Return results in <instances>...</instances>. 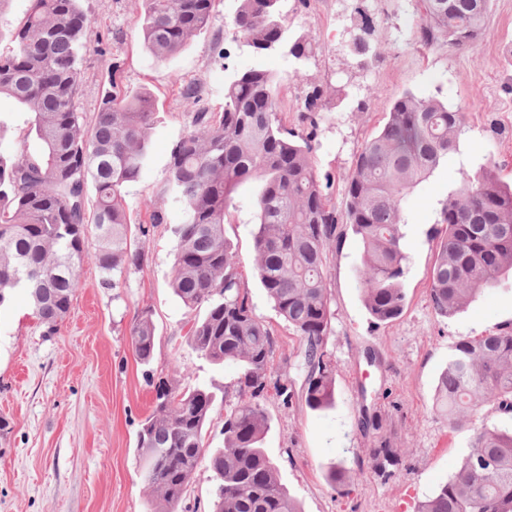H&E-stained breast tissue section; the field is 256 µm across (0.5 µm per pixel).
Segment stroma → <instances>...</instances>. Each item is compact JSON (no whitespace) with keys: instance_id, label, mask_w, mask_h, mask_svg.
Here are the masks:
<instances>
[{"instance_id":"1","label":"stroma","mask_w":512,"mask_h":512,"mask_svg":"<svg viewBox=\"0 0 512 512\" xmlns=\"http://www.w3.org/2000/svg\"><path fill=\"white\" fill-rule=\"evenodd\" d=\"M290 35L314 45L309 60L294 64L281 51L254 56L233 42L237 0H221L212 23L176 56L153 58L140 35V0H83L89 38L101 51L81 61L77 107L93 117L109 93L145 92L157 110L153 161L125 189L133 223L152 224L151 201L166 177L170 145L198 106L219 110L227 69L253 66L284 80L281 111L289 127L309 131L301 95L307 82L331 86L318 117L314 161L332 175L329 197L344 205V184L356 152L382 124L405 91L432 95L464 111L466 131L458 162L436 170L410 195L404 228L409 256L406 306L392 322L376 325L363 303L362 245L345 233L329 253L326 287L333 312L327 349L336 369V401L312 410L299 399L269 393L263 446L302 512H416L419 502L447 481L470 451V431L512 428V415L485 404L470 430L455 431L433 406L451 347L512 328V275L477 296L454 317L435 313L428 300L441 201L465 172L494 164L512 183V0H491L481 37L455 51L445 43L422 45L420 0H282ZM363 9L375 23L365 52L352 48V18ZM196 82L200 102L185 100L179 80ZM254 186L241 188L225 235L231 241L256 314L271 328L278 348L272 380L300 388L299 338L276 313L254 270ZM164 221L140 238L141 270L123 288H101L98 269L79 271L71 310L53 333L32 316L24 293L0 308V419L10 432L0 439V512H151L156 501L139 480L136 433L155 401L151 376L179 387L204 386L217 400L207 427L209 447L224 445L225 390L237 370L215 364L185 342L189 316L169 282L178 208L162 207ZM149 309L156 327L150 365L137 359L130 326ZM400 449L392 475L368 472L339 493L327 479L331 465L369 464L372 448Z\"/></svg>"}]
</instances>
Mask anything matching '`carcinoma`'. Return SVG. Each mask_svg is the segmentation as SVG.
I'll list each match as a JSON object with an SVG mask.
<instances>
[{
	"label": "carcinoma",
	"mask_w": 512,
	"mask_h": 512,
	"mask_svg": "<svg viewBox=\"0 0 512 512\" xmlns=\"http://www.w3.org/2000/svg\"><path fill=\"white\" fill-rule=\"evenodd\" d=\"M29 7L0 47V96L26 115L13 156L0 154V307L16 289L27 294L39 325L53 332L70 311L78 269L92 262L103 288H119L140 268L125 199L127 184L152 161L157 122L147 93L107 95L91 122L77 111L79 64L87 51L82 0H28ZM219 0H143L141 36L157 60L180 53L207 28ZM233 40L266 53L284 41L281 0H237ZM491 0H422L421 42L473 44ZM313 54L304 38L288 46L303 61ZM281 82L251 68L224 82L218 111L192 113L170 151L162 196L183 213L170 286L193 317L188 346L241 373L234 401L225 405L224 447L210 448L205 427L215 395L206 387L180 388L164 378L154 385L152 412L137 432L136 457L144 485L179 512L196 469L212 473V512H298L263 448L268 417L262 404L277 350L271 329L256 315L225 236L237 188L258 183L255 200V273L276 312L301 343L306 369L301 398L313 409L335 402L336 374L326 351L333 313L326 288L328 253L349 226L363 244L361 283L375 324L398 318L405 307L407 268L403 227L406 199L458 151L464 113L434 97L403 93L378 131L358 150L345 181L343 213L329 199L314 164L317 123L301 134L281 116ZM323 89L305 92L308 112L323 109ZM94 205H89V193ZM439 242L428 298L452 317L512 272V186L495 169L480 167L441 203ZM140 361L150 362L156 330L149 311L130 328ZM512 412V330L460 340L448 354L434 394L453 429L469 428L483 404ZM472 451L418 512H512V430L482 428ZM371 469L399 465L400 450L376 448ZM360 468L329 467L339 492L364 477Z\"/></svg>",
	"instance_id": "obj_1"
}]
</instances>
